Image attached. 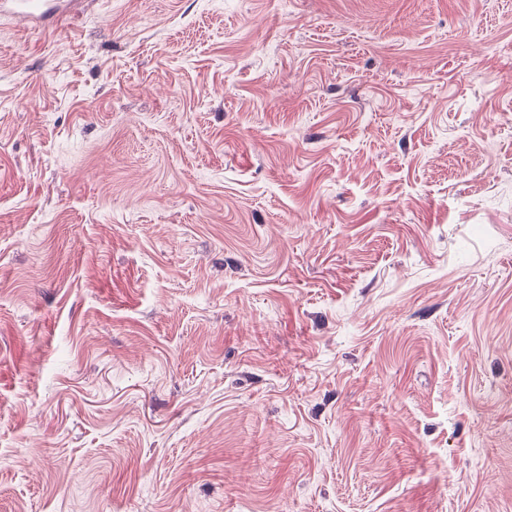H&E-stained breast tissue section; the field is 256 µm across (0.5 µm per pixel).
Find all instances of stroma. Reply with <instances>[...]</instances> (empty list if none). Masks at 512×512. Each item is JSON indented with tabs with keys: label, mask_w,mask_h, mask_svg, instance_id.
I'll use <instances>...</instances> for the list:
<instances>
[{
	"label": "stroma",
	"mask_w": 512,
	"mask_h": 512,
	"mask_svg": "<svg viewBox=\"0 0 512 512\" xmlns=\"http://www.w3.org/2000/svg\"><path fill=\"white\" fill-rule=\"evenodd\" d=\"M512 0L0 15V512H512Z\"/></svg>",
	"instance_id": "1"
}]
</instances>
